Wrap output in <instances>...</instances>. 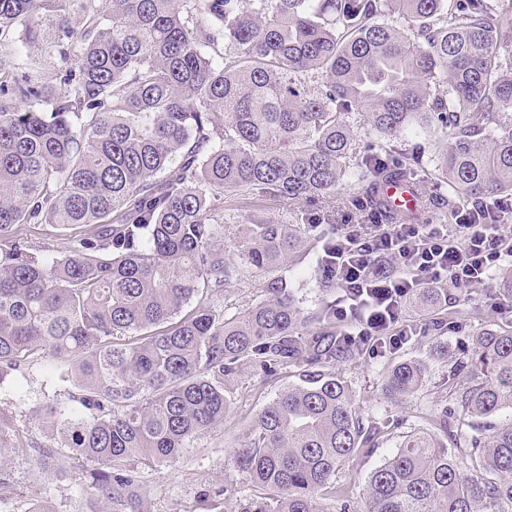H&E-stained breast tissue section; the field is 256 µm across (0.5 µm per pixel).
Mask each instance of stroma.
Segmentation results:
<instances>
[{
  "label": "stroma",
  "instance_id": "35a3bbf8",
  "mask_svg": "<svg viewBox=\"0 0 512 512\" xmlns=\"http://www.w3.org/2000/svg\"><path fill=\"white\" fill-rule=\"evenodd\" d=\"M357 186L344 185L337 189L334 202L288 204L266 202L257 198H243L224 207V256L236 259L238 239L236 225L246 223L254 210H263L268 220L288 224L302 230L312 219L324 224H365L369 218L350 203L357 195ZM320 244L308 246L291 258L283 271L288 285L293 288L305 310L321 306L326 300L338 297V290L323 291L321 273L316 267ZM266 274L243 271L240 278L228 285L218 301L225 316H232L264 297ZM501 269H494L486 285L468 289H449L448 310L454 311L459 321L475 328L505 326L512 323V313H498L491 299L500 286ZM403 316L422 327L425 335L419 341L400 351L399 357L425 365L426 374L421 390L413 396L395 399L384 389L385 377L391 365L389 359L364 354L352 362L336 366L335 372L350 385L354 403L363 414L376 413L389 420V441L355 469L339 471V482L352 490L353 512H365L366 485L369 473L380 466L394 451L402 434L425 427L419 413L428 405L444 401L448 395V363L464 357L470 339L463 333L438 331L439 310H424L407 305ZM442 342L448 346L447 358H437L433 347ZM294 373L266 377L247 366L228 381L224 394L230 407L222 426L206 431L195 447L187 449L171 463L140 466L150 496L143 505L144 512H237L240 498L249 495V481L233 462L237 448L252 418L286 388L299 384ZM65 386L47 381L42 365H34L25 375H14L0 383V414L12 419L18 428H26L28 419L24 399L40 393H65ZM7 477L13 494L6 504L7 512H28L30 502L47 500L54 512H96L97 499L86 484L82 461L70 463L67 476L58 480L44 478L31 457L13 456Z\"/></svg>",
  "mask_w": 512,
  "mask_h": 512
}]
</instances>
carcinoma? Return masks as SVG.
<instances>
[{
	"mask_svg": "<svg viewBox=\"0 0 512 512\" xmlns=\"http://www.w3.org/2000/svg\"><path fill=\"white\" fill-rule=\"evenodd\" d=\"M47 29L49 55L78 60L58 86L30 52ZM357 117L378 136L362 152ZM430 130L444 144L431 170L421 147L391 145ZM426 179L450 188L448 212L457 196L486 224L512 200V0H112L108 14L99 0H0V383L43 360L71 386L28 408L44 443L0 415V467L33 451L61 478L80 457L102 512H141L135 462L174 460L224 424L239 366L292 368L301 383L234 450L253 491L239 512H327L328 499L351 512L336 473L388 426L326 368L398 348L337 334L336 301L305 312L281 276L224 317L215 301L239 267L281 269L304 244L257 212L237 225L240 263L226 261L224 198L319 201L347 182L380 223V183ZM44 223L78 228L67 253L23 237ZM472 341L449 403L426 416L454 451L410 432L370 472L367 512H512V418L462 434L512 410V330ZM424 373L397 362L387 387L410 396Z\"/></svg>",
	"mask_w": 512,
	"mask_h": 512,
	"instance_id": "carcinoma-1",
	"label": "carcinoma"
}]
</instances>
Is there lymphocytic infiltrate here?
I'll list each match as a JSON object with an SVG mask.
<instances>
[{"label": "lymphocytic infiltrate", "instance_id": "obj_1", "mask_svg": "<svg viewBox=\"0 0 512 512\" xmlns=\"http://www.w3.org/2000/svg\"><path fill=\"white\" fill-rule=\"evenodd\" d=\"M458 209L444 224H340L328 234L316 266L343 293L336 318L347 336L397 338L415 333L403 322L409 296L429 285L471 287L512 258L506 226L474 224Z\"/></svg>", "mask_w": 512, "mask_h": 512}]
</instances>
